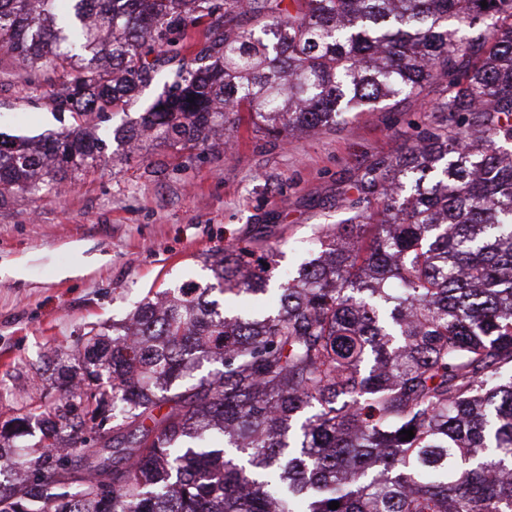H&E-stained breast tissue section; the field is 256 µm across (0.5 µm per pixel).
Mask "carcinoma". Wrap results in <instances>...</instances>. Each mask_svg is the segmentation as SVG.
I'll use <instances>...</instances> for the list:
<instances>
[{
  "instance_id": "carcinoma-1",
  "label": "carcinoma",
  "mask_w": 512,
  "mask_h": 512,
  "mask_svg": "<svg viewBox=\"0 0 512 512\" xmlns=\"http://www.w3.org/2000/svg\"><path fill=\"white\" fill-rule=\"evenodd\" d=\"M486 2L0 0V73L56 80L74 119L0 133L1 202L100 165L97 122L170 64L115 140L207 148L246 112L286 142L433 81L450 116L366 167L285 280L258 233L216 284L88 332V383L15 418L40 419L38 456L0 447V512H512V0ZM273 289L275 312L230 307Z\"/></svg>"
}]
</instances>
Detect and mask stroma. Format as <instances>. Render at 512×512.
Here are the masks:
<instances>
[{
	"label": "stroma",
	"mask_w": 512,
	"mask_h": 512,
	"mask_svg": "<svg viewBox=\"0 0 512 512\" xmlns=\"http://www.w3.org/2000/svg\"><path fill=\"white\" fill-rule=\"evenodd\" d=\"M162 81L139 90L138 104L100 122L105 159L61 192L0 204V425L58 396L56 364H73L81 336L125 320L148 291L210 282L213 254L272 226L278 271L315 248L319 225L344 218V191L361 170L400 153L434 111L445 84L425 85L362 113L339 129L274 142L241 126L231 152L147 143L122 162L112 132L136 123ZM53 88L0 83V132L27 138L71 126L54 112Z\"/></svg>",
	"instance_id": "1"
}]
</instances>
